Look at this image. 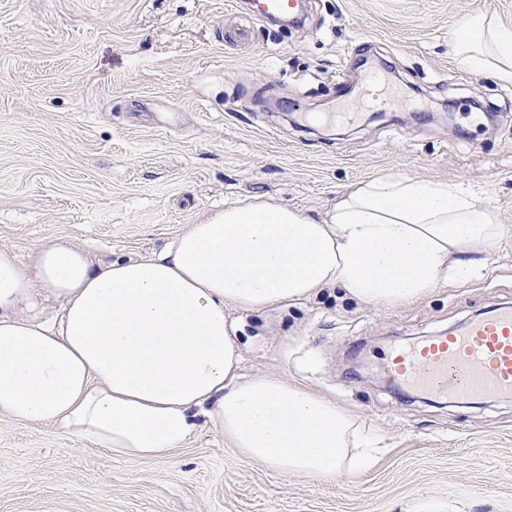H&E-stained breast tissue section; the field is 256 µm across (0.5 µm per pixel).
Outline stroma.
Returning <instances> with one entry per match:
<instances>
[{
    "instance_id": "obj_1",
    "label": "stroma",
    "mask_w": 512,
    "mask_h": 512,
    "mask_svg": "<svg viewBox=\"0 0 512 512\" xmlns=\"http://www.w3.org/2000/svg\"><path fill=\"white\" fill-rule=\"evenodd\" d=\"M476 11L512 24V0H304L299 25L254 22L248 0H0V248L24 263L66 236L100 264L144 258L227 205L326 221L387 171L463 184L512 226V83L451 48ZM369 70L398 104L367 100ZM508 301L512 238L482 278L414 303L327 287L226 307L241 374L354 413L381 438L369 471L283 476L209 425L129 461L0 417V512H512V399L408 394L379 370L391 345Z\"/></svg>"
}]
</instances>
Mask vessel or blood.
Segmentation results:
<instances>
[{"mask_svg":"<svg viewBox=\"0 0 512 512\" xmlns=\"http://www.w3.org/2000/svg\"><path fill=\"white\" fill-rule=\"evenodd\" d=\"M298 9V0H252L258 22L291 17ZM382 370L394 386L418 394L512 398V306L492 308L436 336L394 345Z\"/></svg>","mask_w":512,"mask_h":512,"instance_id":"1","label":"vessel or blood"}]
</instances>
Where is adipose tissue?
I'll use <instances>...</instances> for the list:
<instances>
[{
	"label": "adipose tissue",
	"mask_w": 512,
	"mask_h": 512,
	"mask_svg": "<svg viewBox=\"0 0 512 512\" xmlns=\"http://www.w3.org/2000/svg\"><path fill=\"white\" fill-rule=\"evenodd\" d=\"M460 62L512 81V26L476 12L452 37ZM504 225L473 191L383 173L317 224L284 206H230L190 224L147 259L95 263L56 238L27 264L0 249V416L79 436L112 456L148 460L194 436L207 418L247 460L283 476L322 480L367 469L371 449L347 411L273 374L240 378V349L224 317L334 286L369 304H403L467 282ZM42 295L61 301L47 321L21 316Z\"/></svg>",
	"instance_id": "1"
}]
</instances>
